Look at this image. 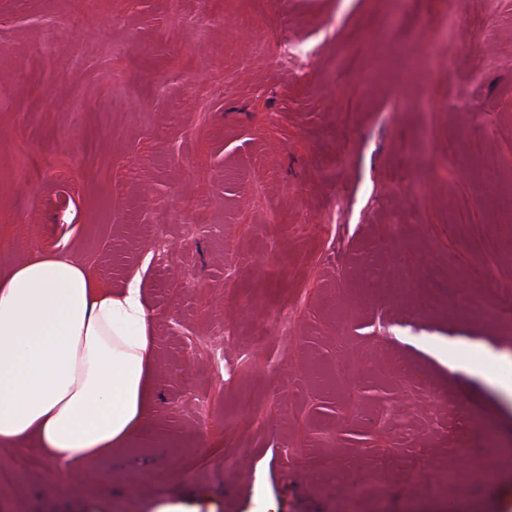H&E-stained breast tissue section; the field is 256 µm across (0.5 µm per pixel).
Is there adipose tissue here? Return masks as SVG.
Returning a JSON list of instances; mask_svg holds the SVG:
<instances>
[{"label":"adipose tissue","mask_w":512,"mask_h":512,"mask_svg":"<svg viewBox=\"0 0 512 512\" xmlns=\"http://www.w3.org/2000/svg\"><path fill=\"white\" fill-rule=\"evenodd\" d=\"M152 362L137 283L113 293L52 253L0 267V447L39 449L66 474L150 437Z\"/></svg>","instance_id":"1"}]
</instances>
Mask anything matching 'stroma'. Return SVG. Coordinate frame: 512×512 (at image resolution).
<instances>
[{
    "instance_id": "stroma-1",
    "label": "stroma",
    "mask_w": 512,
    "mask_h": 512,
    "mask_svg": "<svg viewBox=\"0 0 512 512\" xmlns=\"http://www.w3.org/2000/svg\"><path fill=\"white\" fill-rule=\"evenodd\" d=\"M291 41L310 56L282 60ZM492 188L512 190V0H0V265L54 251L139 281L159 430L68 494L46 468L0 483V512H512ZM407 258L477 312L413 304ZM344 361L366 370L330 382Z\"/></svg>"
}]
</instances>
